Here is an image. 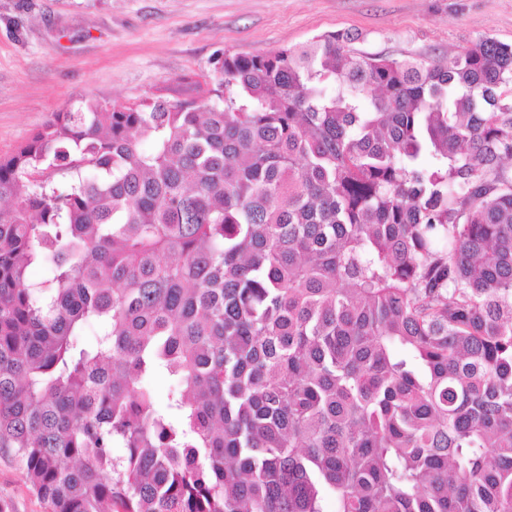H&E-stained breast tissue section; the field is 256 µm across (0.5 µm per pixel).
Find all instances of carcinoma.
Segmentation results:
<instances>
[{
  "label": "carcinoma",
  "mask_w": 512,
  "mask_h": 512,
  "mask_svg": "<svg viewBox=\"0 0 512 512\" xmlns=\"http://www.w3.org/2000/svg\"><path fill=\"white\" fill-rule=\"evenodd\" d=\"M354 39L0 156V448L47 512H512V45Z\"/></svg>",
  "instance_id": "carcinoma-1"
}]
</instances>
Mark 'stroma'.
<instances>
[{
	"mask_svg": "<svg viewBox=\"0 0 512 512\" xmlns=\"http://www.w3.org/2000/svg\"><path fill=\"white\" fill-rule=\"evenodd\" d=\"M328 31L354 33L359 54L450 58L481 36L512 44V0H0V156L78 99L184 97L221 53ZM0 504L47 512L6 448Z\"/></svg>",
	"mask_w": 512,
	"mask_h": 512,
	"instance_id": "obj_1",
	"label": "stroma"
}]
</instances>
